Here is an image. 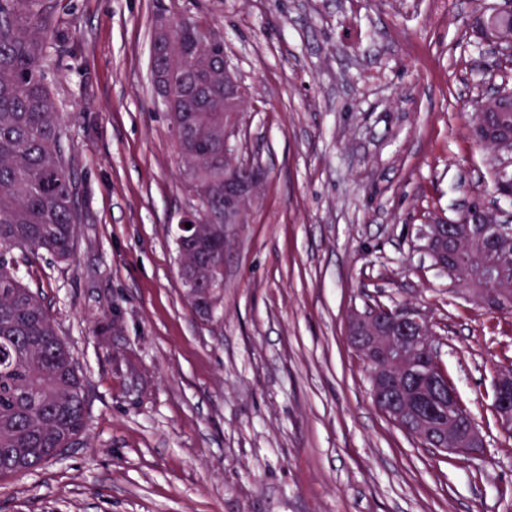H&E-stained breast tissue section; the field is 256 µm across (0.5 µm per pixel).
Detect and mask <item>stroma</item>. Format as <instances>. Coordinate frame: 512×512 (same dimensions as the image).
Returning <instances> with one entry per match:
<instances>
[{"mask_svg": "<svg viewBox=\"0 0 512 512\" xmlns=\"http://www.w3.org/2000/svg\"><path fill=\"white\" fill-rule=\"evenodd\" d=\"M47 63L79 204L73 255L16 252L87 388V429L0 484V512H512L493 412L512 314L476 306L420 237L481 201L505 160L469 114L512 69L466 22L490 0H44ZM224 40L248 94L233 158L267 171L224 253L209 316L174 240L199 201L150 68L161 19ZM426 315L484 437L423 447L375 406L352 310Z\"/></svg>", "mask_w": 512, "mask_h": 512, "instance_id": "stroma-1", "label": "stroma"}]
</instances>
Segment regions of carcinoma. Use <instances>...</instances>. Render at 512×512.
I'll use <instances>...</instances> for the list:
<instances>
[{"mask_svg":"<svg viewBox=\"0 0 512 512\" xmlns=\"http://www.w3.org/2000/svg\"><path fill=\"white\" fill-rule=\"evenodd\" d=\"M196 26L179 25L173 50L153 59L155 71L171 80L167 104L176 130L190 125L195 138H177L188 164L189 186H211L198 196L202 224L219 220L224 208V41L204 52L195 49ZM48 15L41 0H0V480L29 472L58 456L84 432L87 394L74 357L41 294L17 274L13 250L46 253L58 261L72 252L79 210L71 174L61 153L66 135L46 82ZM463 247L467 265L448 260L455 274L494 267L483 309L512 310V237L492 224L472 225ZM181 276L210 283L188 293L193 309L209 314L224 287V239L205 248L177 242ZM407 383H428L431 358L420 353ZM458 434L475 420L460 402L452 413L436 415Z\"/></svg>","mask_w":512,"mask_h":512,"instance_id":"carcinoma-1","label":"carcinoma"}]
</instances>
